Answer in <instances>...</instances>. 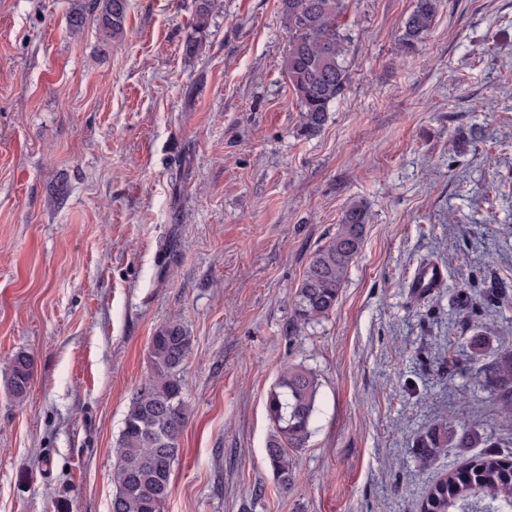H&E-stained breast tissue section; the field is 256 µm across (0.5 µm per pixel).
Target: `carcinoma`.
I'll use <instances>...</instances> for the list:
<instances>
[{
  "label": "carcinoma",
  "instance_id": "1",
  "mask_svg": "<svg viewBox=\"0 0 512 512\" xmlns=\"http://www.w3.org/2000/svg\"><path fill=\"white\" fill-rule=\"evenodd\" d=\"M215 0H195V12L184 42L188 55L203 46ZM437 0H416L399 41L412 52L432 27ZM129 0H78L69 15L72 35L93 18L108 46L126 33ZM349 0H281L288 26V51L283 70L301 112L300 130L317 135L328 119L330 106L343 93L350 78L345 64L347 35L342 20ZM368 213L361 203L343 213L336 235L309 259L293 299V322L302 330L328 317L354 257L362 246ZM192 348V339L178 320L155 329L150 341L153 373L132 397L117 440L113 468L116 491L112 512H163L170 492L174 464L179 459L188 423V410L179 370ZM484 386L496 407L512 414V351L500 354L483 371ZM34 379V360L17 352L3 379L8 395L25 400ZM319 379L300 366H283L267 396L266 408L273 434L266 452L282 488L293 480L290 452L306 447L318 411ZM444 445L430 436L419 449L420 466H432ZM421 512H512V458L485 452L437 477L428 490Z\"/></svg>",
  "mask_w": 512,
  "mask_h": 512
}]
</instances>
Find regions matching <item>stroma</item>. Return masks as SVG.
<instances>
[{
    "label": "stroma",
    "instance_id": "obj_1",
    "mask_svg": "<svg viewBox=\"0 0 512 512\" xmlns=\"http://www.w3.org/2000/svg\"><path fill=\"white\" fill-rule=\"evenodd\" d=\"M75 0H0V378L27 352L23 403L0 390V512H112L116 440L152 371L155 328L193 340L191 414L164 512H418L436 475L512 415L475 379L512 349V0H438L405 53L415 0H351V79L315 136L282 70L280 0H131L124 39ZM369 213L329 318L291 303L343 211ZM446 273L420 299L423 263ZM319 378L282 488L265 448L283 364ZM449 443L428 469L419 438ZM214 2L215 0H195V12L184 42L186 54L194 55L202 48L210 26ZM437 0H416L415 7L404 23L399 41L405 51L413 52L432 27Z\"/></svg>",
    "mask_w": 512,
    "mask_h": 512
}]
</instances>
